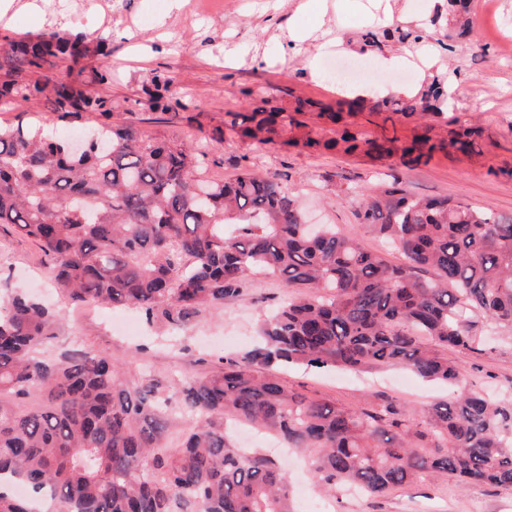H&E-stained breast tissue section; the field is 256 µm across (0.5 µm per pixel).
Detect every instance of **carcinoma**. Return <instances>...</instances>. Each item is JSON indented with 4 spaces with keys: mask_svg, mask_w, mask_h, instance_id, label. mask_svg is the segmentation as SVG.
Returning <instances> with one entry per match:
<instances>
[{
    "mask_svg": "<svg viewBox=\"0 0 512 512\" xmlns=\"http://www.w3.org/2000/svg\"><path fill=\"white\" fill-rule=\"evenodd\" d=\"M418 31H367L359 44L381 51L414 43ZM91 50L55 31L0 51V100L29 102L49 89L52 110L98 112L82 151L41 128L0 124V233L38 244L54 284L71 300L133 307L150 324L181 329L209 306L239 296L247 274L279 278L292 292L259 328L260 342L226 357L208 376L131 385L112 356L74 346L48 351L58 313L18 291L0 299V512H289L288 481L258 452L229 446L224 416L268 430L314 454L325 491L350 484L368 496L424 476L512 488V406L466 386L443 351L475 349L476 318L512 327V215L461 201L419 199L399 179L361 201V228L399 247L393 265L331 224L309 232L301 207L275 176L248 169L231 182L205 177L218 163L207 147L144 138L112 121L100 97L72 82L29 83L23 74L51 59L77 64ZM448 95L433 80L411 98L361 96L348 111L413 119L408 143L381 140L343 123L341 109L267 101L224 113V127L259 146L345 154L373 150L408 169L436 152L468 154L477 130L436 132ZM319 108L338 126L325 137L298 119ZM403 364L455 388L417 420L401 403L345 409L290 392L265 373L274 365L370 371ZM32 391L44 406L20 415ZM175 415L190 420L178 444Z\"/></svg>",
    "mask_w": 512,
    "mask_h": 512,
    "instance_id": "cac0c4a2",
    "label": "carcinoma"
}]
</instances>
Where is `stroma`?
<instances>
[{
    "mask_svg": "<svg viewBox=\"0 0 512 512\" xmlns=\"http://www.w3.org/2000/svg\"><path fill=\"white\" fill-rule=\"evenodd\" d=\"M14 0L0 15V48L44 31L86 34L101 49L85 57L80 70L68 63L49 69L50 78L76 79L84 89L104 98L114 119L132 124L149 137L175 143L209 140L220 165L211 166L215 180L234 179L250 167L277 176L317 223L357 235L362 246L383 253L393 264L402 252L373 233L359 229L357 210L363 197L375 195L393 178L402 179L418 197L459 200L471 207L512 215V56L500 55L497 42L512 43V0H470L471 35L443 46L445 22L430 25L435 0H228L219 16L198 14L192 0ZM395 20H388L387 9ZM418 28L422 38L405 47L389 45L375 53L361 88L369 96L391 94L407 58L420 62L409 81L418 88L436 74L447 77L451 102L448 131L459 125L478 127L474 151L466 156L437 153L415 169L398 158L348 155L297 148H259L225 131L224 115L242 112L255 98L288 112L296 99L332 103L342 93L326 74L327 58L354 65L360 54L354 38L390 25ZM302 30L288 39V27ZM108 69L112 78L96 79ZM174 78L166 109L152 108L154 78ZM97 115L62 116L46 99L0 105V121L41 125L44 132L73 139L96 123ZM0 273L14 287L49 304L63 317L54 342L62 348L78 342L103 351L124 367L133 385L154 379L166 384L182 377L212 372L219 358L247 351L264 320L287 300L289 290L276 278L249 273V286L224 304L206 308L197 322L176 333L141 326L138 335L111 329V311L87 320L83 308L55 288L47 260L30 239L0 234ZM488 341L475 352L449 351V360L462 363L474 389H492L512 401V330L486 320L477 326ZM288 389L313 399H326L352 408L366 398L388 396L424 414L447 394L446 388L423 381L401 367L370 373L323 371L306 366L272 368ZM233 447L251 448L275 460L287 478L291 512H305L309 502L327 499L331 512H512V491L488 485L460 487L453 479L428 478L396 487L377 497L350 496L337 491L326 497L311 469L309 456L264 446L265 435L248 425H229Z\"/></svg>",
    "mask_w": 512,
    "mask_h": 512,
    "instance_id": "obj_1",
    "label": "stroma"
}]
</instances>
